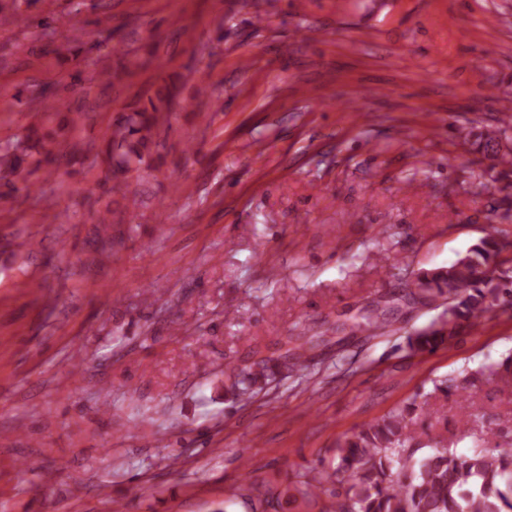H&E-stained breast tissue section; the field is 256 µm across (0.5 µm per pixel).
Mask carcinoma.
Instances as JSON below:
<instances>
[{"label":"carcinoma","instance_id":"carcinoma-1","mask_svg":"<svg viewBox=\"0 0 512 512\" xmlns=\"http://www.w3.org/2000/svg\"><path fill=\"white\" fill-rule=\"evenodd\" d=\"M31 0H0V16L29 25L21 11ZM172 98L160 95L150 107L129 112L108 134L104 162L112 179L139 172L157 130L168 123ZM512 124L501 121L476 137L474 145L494 160V165L512 167V149L501 150L512 141ZM84 162L79 141L64 155L55 153L44 140L31 135L14 136L0 144V184L10 186V177L28 165L37 171L44 166ZM503 196L493 207L497 217L512 221V183L502 188ZM448 302L445 319L409 334L406 348L416 353L433 352L449 340L473 328L496 309H512V240L489 235L447 267L417 273L399 300L428 305L437 299ZM387 311L365 317L361 324L370 335L384 334ZM276 366L261 358L237 369L229 390L248 399L269 384ZM478 374L490 384L512 381V357L490 364ZM438 411L429 398L412 400L390 411L346 439L336 449V471L348 475L344 492L325 488L328 474L318 471L296 475L281 489L271 486L260 500L261 512H286L288 506L308 507L319 493L336 498L326 512H512V450L489 448L477 441L471 452L436 447L421 458L410 445L412 427L426 423Z\"/></svg>","mask_w":512,"mask_h":512}]
</instances>
